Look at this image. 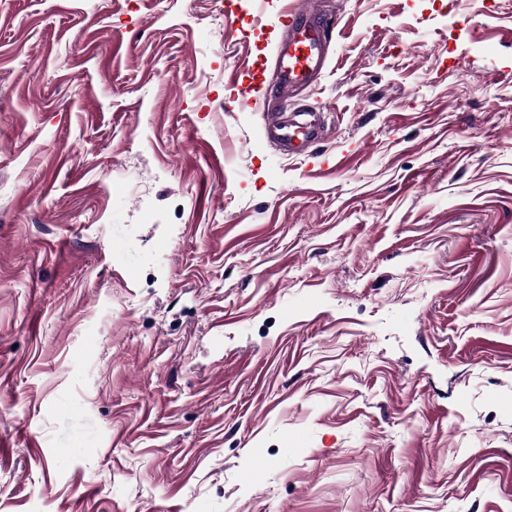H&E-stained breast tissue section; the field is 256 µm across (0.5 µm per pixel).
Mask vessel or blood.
<instances>
[{
    "mask_svg": "<svg viewBox=\"0 0 512 512\" xmlns=\"http://www.w3.org/2000/svg\"><path fill=\"white\" fill-rule=\"evenodd\" d=\"M286 23L272 41L270 72L251 73L245 92L263 111V132L274 150L311 158L326 128L324 113L293 106L297 93L327 68V50L335 21L309 0H292Z\"/></svg>",
    "mask_w": 512,
    "mask_h": 512,
    "instance_id": "1",
    "label": "vessel or blood"
}]
</instances>
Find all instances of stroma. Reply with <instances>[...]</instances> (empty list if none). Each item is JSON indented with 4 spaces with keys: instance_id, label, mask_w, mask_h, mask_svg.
Segmentation results:
<instances>
[{
    "instance_id": "stroma-1",
    "label": "stroma",
    "mask_w": 512,
    "mask_h": 512,
    "mask_svg": "<svg viewBox=\"0 0 512 512\" xmlns=\"http://www.w3.org/2000/svg\"><path fill=\"white\" fill-rule=\"evenodd\" d=\"M311 2L316 177L288 0H0V512H512V0ZM286 23L272 41L273 66L267 78L264 71L250 72L245 88L249 102L263 111V132L267 144L284 154L315 158L313 153L326 128L324 112L291 107L297 93L311 85L327 68V50L335 20L315 10L310 2L293 1L283 14ZM273 107L276 112H272Z\"/></svg>"
}]
</instances>
